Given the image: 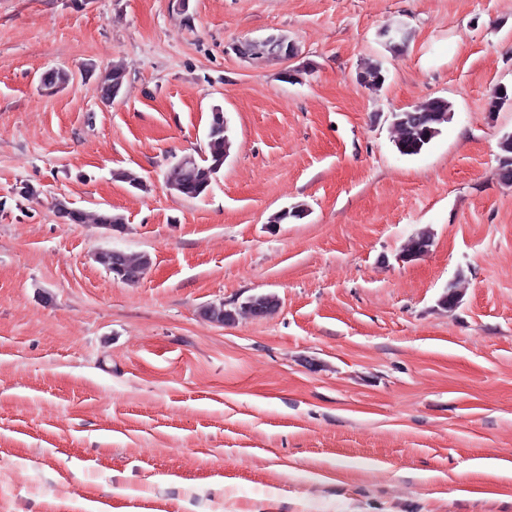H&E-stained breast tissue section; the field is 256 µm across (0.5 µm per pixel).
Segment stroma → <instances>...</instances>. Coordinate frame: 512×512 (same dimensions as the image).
<instances>
[{
  "mask_svg": "<svg viewBox=\"0 0 512 512\" xmlns=\"http://www.w3.org/2000/svg\"><path fill=\"white\" fill-rule=\"evenodd\" d=\"M272 34L297 56L234 49ZM499 84L512 0H0V512H512ZM437 97L449 122L401 154L393 113ZM216 105L229 153L183 198L166 172ZM105 249L150 266L122 283ZM262 293L277 312L241 311ZM125 81L124 69L119 65H113L106 72L99 83L100 97L102 101L112 102L120 93ZM433 246V238L428 230H421L412 235L405 243L402 251L411 260L427 253Z\"/></svg>",
  "mask_w": 512,
  "mask_h": 512,
  "instance_id": "35a3bbf8",
  "label": "stroma"
}]
</instances>
